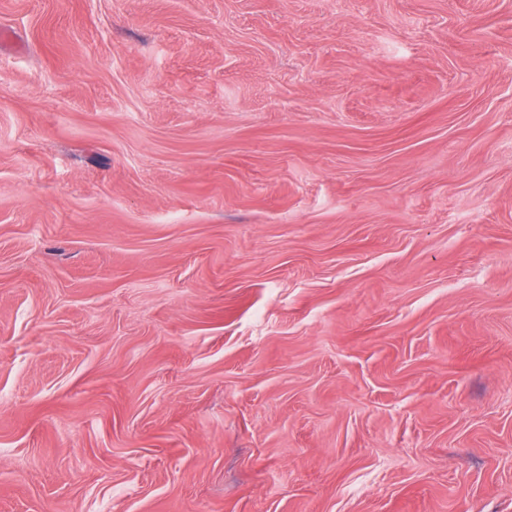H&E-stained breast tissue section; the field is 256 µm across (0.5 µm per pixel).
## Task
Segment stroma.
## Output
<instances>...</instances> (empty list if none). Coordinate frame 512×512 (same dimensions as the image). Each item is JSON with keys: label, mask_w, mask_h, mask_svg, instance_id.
<instances>
[{"label": "stroma", "mask_w": 512, "mask_h": 512, "mask_svg": "<svg viewBox=\"0 0 512 512\" xmlns=\"http://www.w3.org/2000/svg\"><path fill=\"white\" fill-rule=\"evenodd\" d=\"M0 512H512V0H0Z\"/></svg>", "instance_id": "obj_1"}]
</instances>
